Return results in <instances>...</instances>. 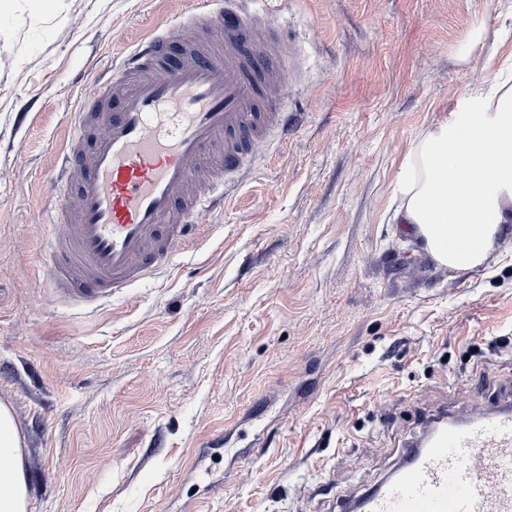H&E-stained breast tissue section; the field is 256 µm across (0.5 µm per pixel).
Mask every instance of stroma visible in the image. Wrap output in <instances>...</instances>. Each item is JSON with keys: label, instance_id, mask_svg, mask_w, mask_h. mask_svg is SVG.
I'll return each instance as SVG.
<instances>
[{"label": "stroma", "instance_id": "1", "mask_svg": "<svg viewBox=\"0 0 512 512\" xmlns=\"http://www.w3.org/2000/svg\"><path fill=\"white\" fill-rule=\"evenodd\" d=\"M203 0H13L0 14V400L29 512H332L419 410L512 379V233L436 263L394 222L418 138L477 108L512 0H254L288 28L283 148L172 270L98 306L49 288V180L93 76ZM268 443L246 459L242 421ZM221 492H214V485Z\"/></svg>", "mask_w": 512, "mask_h": 512}]
</instances>
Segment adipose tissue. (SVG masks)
<instances>
[{
    "instance_id": "adipose-tissue-1",
    "label": "adipose tissue",
    "mask_w": 512,
    "mask_h": 512,
    "mask_svg": "<svg viewBox=\"0 0 512 512\" xmlns=\"http://www.w3.org/2000/svg\"><path fill=\"white\" fill-rule=\"evenodd\" d=\"M398 194L399 223L440 265L480 266L512 224V83L481 95L464 121L430 127L409 155ZM452 226L465 232L466 259L444 245ZM23 446L10 406L0 402V512H27Z\"/></svg>"
}]
</instances>
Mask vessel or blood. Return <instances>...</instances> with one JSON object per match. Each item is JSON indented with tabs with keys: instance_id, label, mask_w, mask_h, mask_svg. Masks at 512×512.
<instances>
[{
	"instance_id": "b4317fda",
	"label": "vessel or blood",
	"mask_w": 512,
	"mask_h": 512,
	"mask_svg": "<svg viewBox=\"0 0 512 512\" xmlns=\"http://www.w3.org/2000/svg\"><path fill=\"white\" fill-rule=\"evenodd\" d=\"M239 0H205L129 46L74 112L51 178L53 287L93 304L168 270L223 207L251 144L289 115L277 91L288 42L268 39ZM101 125L104 136L89 135ZM426 413L398 468L343 512H512V382L496 402Z\"/></svg>"
}]
</instances>
